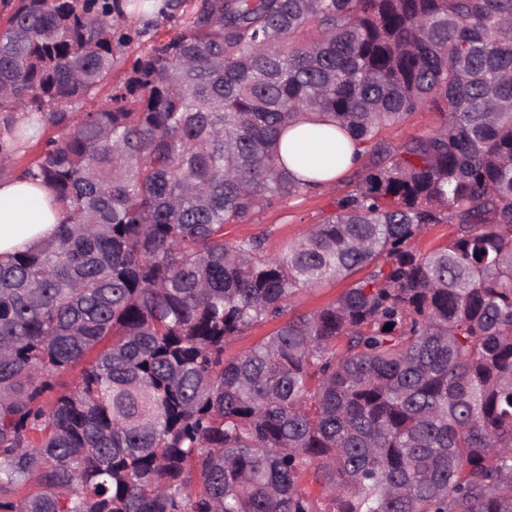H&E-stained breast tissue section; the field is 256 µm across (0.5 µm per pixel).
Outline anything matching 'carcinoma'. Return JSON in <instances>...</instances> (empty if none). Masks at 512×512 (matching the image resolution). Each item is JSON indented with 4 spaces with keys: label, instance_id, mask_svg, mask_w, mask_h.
<instances>
[{
    "label": "carcinoma",
    "instance_id": "obj_1",
    "mask_svg": "<svg viewBox=\"0 0 512 512\" xmlns=\"http://www.w3.org/2000/svg\"><path fill=\"white\" fill-rule=\"evenodd\" d=\"M3 5L0 156L43 144L19 175L68 216L0 259V512H512V0H195L82 113L122 0ZM312 114L354 188L280 254L224 242L311 187L280 143ZM128 65L129 63L126 64L125 60L117 65L112 70V81L108 83L104 88H102L95 97L88 98L86 101H84V103H80L76 111L93 112L99 109L102 103L105 102L111 86L124 77ZM443 121L442 112L431 104L411 114L404 122L383 128L380 137L399 144L413 136H424ZM351 282L352 280L350 279L344 282H331L317 288L305 290L295 298V310L304 313L327 305L348 288ZM273 328V324H261L247 331L245 335L237 336L225 346L224 356L228 359L236 358L261 338L269 334Z\"/></svg>",
    "mask_w": 512,
    "mask_h": 512
}]
</instances>
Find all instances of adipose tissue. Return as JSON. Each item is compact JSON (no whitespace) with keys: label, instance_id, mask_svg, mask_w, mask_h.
Masks as SVG:
<instances>
[{"label":"adipose tissue","instance_id":"obj_1","mask_svg":"<svg viewBox=\"0 0 512 512\" xmlns=\"http://www.w3.org/2000/svg\"><path fill=\"white\" fill-rule=\"evenodd\" d=\"M313 130L311 122L300 121L284 135L281 153L288 166L302 178L314 180L323 187L354 168L356 155L354 151H346L339 163L310 172L304 165V157ZM63 217L62 207L47 186L31 183L14 174L0 178V254H10L51 240Z\"/></svg>","mask_w":512,"mask_h":512}]
</instances>
